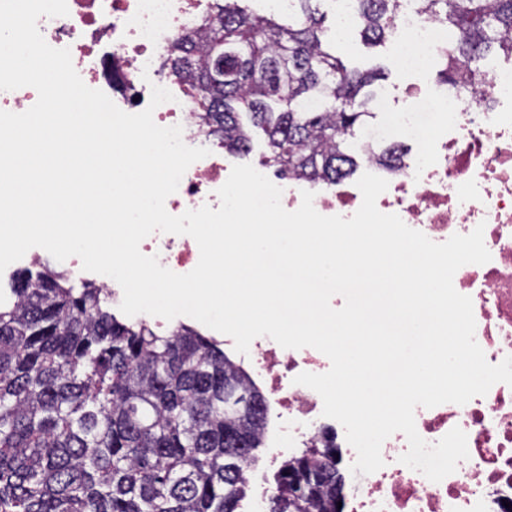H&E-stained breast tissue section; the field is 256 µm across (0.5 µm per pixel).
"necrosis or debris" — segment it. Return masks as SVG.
Wrapping results in <instances>:
<instances>
[{"label":"necrosis or debris","mask_w":512,"mask_h":512,"mask_svg":"<svg viewBox=\"0 0 512 512\" xmlns=\"http://www.w3.org/2000/svg\"><path fill=\"white\" fill-rule=\"evenodd\" d=\"M67 4L68 16L40 17L38 29L45 42L69 49L73 66L88 87L103 91L118 108L135 114L148 106L152 86L168 87L160 59L175 38L196 33L211 0ZM395 29L394 61L405 71H426L429 59L448 42L446 25L409 9L397 15ZM153 119L162 127L181 126L183 142L200 146L186 88L176 90L173 101L159 105ZM401 141L414 148L411 161L395 170L369 166L371 173L388 182L377 207L437 243L483 226L490 261L461 267L453 284L472 299L475 340L487 361L500 363L512 355V65L491 68L467 95L442 92L416 100L368 130L362 144L369 150ZM209 150L187 169L177 191L166 199L170 214L204 205L219 208L217 191L232 164L222 145H210ZM268 178L281 188V204L289 211L299 208L305 190L313 192V206L324 216L351 218L362 203L352 182L325 187L274 172ZM140 250L178 274L193 270L200 258L198 245L187 235L155 232L141 242ZM246 360L251 379L263 385L279 409L272 460L299 448H333L350 470L357 453L344 427L323 416V401L316 391L295 382L303 372H327L329 358L312 347L285 349L261 336L252 341ZM415 425L430 444L452 428H461L467 436L468 459L442 481L431 482L400 463L408 441L403 433H394L382 445L381 469L367 475L350 471L348 512H512V386L494 384L486 395L463 405L417 407Z\"/></svg>","instance_id":"4bbe7bcc"}]
</instances>
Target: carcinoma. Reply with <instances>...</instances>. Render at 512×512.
I'll use <instances>...</instances> for the list:
<instances>
[{"label": "carcinoma", "instance_id": "obj_1", "mask_svg": "<svg viewBox=\"0 0 512 512\" xmlns=\"http://www.w3.org/2000/svg\"><path fill=\"white\" fill-rule=\"evenodd\" d=\"M295 0L288 22L224 0L202 20L203 43L175 42L163 68L191 91L201 132L230 153L267 138L264 163L334 184L358 166L356 128L380 68L331 53L317 4ZM403 0H355L360 35H393ZM448 25L440 81L484 75L489 55L512 58V0H410ZM315 99V109L307 108ZM401 146L376 160L402 162ZM0 297V512H236L261 444L267 399L213 338L180 324L166 335L112 313V295L36 261ZM259 401L251 412L224 384ZM334 448L284 462L287 495L271 512H336V478L295 501L290 477L319 471Z\"/></svg>", "mask_w": 512, "mask_h": 512}]
</instances>
